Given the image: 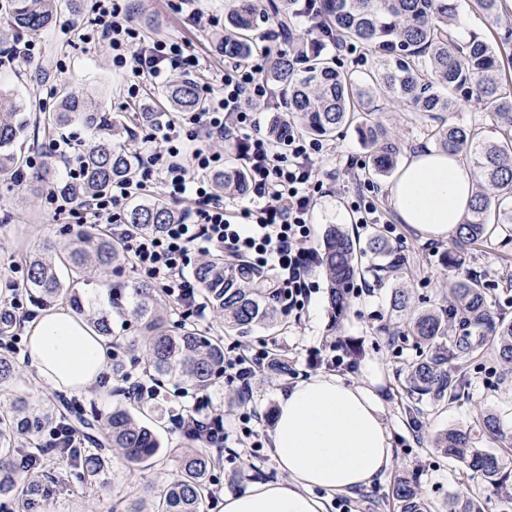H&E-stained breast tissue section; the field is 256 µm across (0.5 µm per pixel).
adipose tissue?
I'll return each instance as SVG.
<instances>
[{
    "label": "adipose tissue",
    "mask_w": 512,
    "mask_h": 512,
    "mask_svg": "<svg viewBox=\"0 0 512 512\" xmlns=\"http://www.w3.org/2000/svg\"><path fill=\"white\" fill-rule=\"evenodd\" d=\"M476 179L460 155L431 147L411 153L388 188L402 223L424 238L444 239L468 215ZM24 365L67 393L90 392L105 368V340L68 308L39 312L26 326ZM271 453L285 480L226 493L220 512H324L313 489L348 493L391 467L383 407L367 387L334 374L298 382L279 398Z\"/></svg>",
    "instance_id": "obj_1"
}]
</instances>
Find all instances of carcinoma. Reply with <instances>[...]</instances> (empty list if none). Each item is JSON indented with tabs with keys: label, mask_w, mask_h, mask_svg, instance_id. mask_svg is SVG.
<instances>
[{
	"label": "carcinoma",
	"mask_w": 512,
	"mask_h": 512,
	"mask_svg": "<svg viewBox=\"0 0 512 512\" xmlns=\"http://www.w3.org/2000/svg\"><path fill=\"white\" fill-rule=\"evenodd\" d=\"M80 0H0V47L38 31L61 29L79 9ZM299 0H231L224 8V32L215 35L217 51L225 57L248 61L268 52L258 30L273 20L277 35L288 47L270 56L267 76L269 105L273 115L269 137L280 145L279 132L293 128L309 136L328 139L342 126L353 127L369 150L367 173L373 178L390 176L396 164L398 140L379 120L381 111L372 98V88H360L352 72L336 63L325 43L293 42L289 22L302 8ZM316 9L324 29L346 44H358L375 56L370 83L382 87L388 100L406 101L419 112L436 148L469 158L477 178L475 203L455 230L461 244L482 240L489 229L512 232V88L506 67L512 66V46L507 38L492 42L472 35L458 38L453 19L457 0H317ZM477 96L485 104L487 126L497 138L481 137V128L449 121L461 103ZM205 97L195 81L174 79L162 91L151 112H105L82 91L70 86L55 90L53 103L41 100L39 87L30 86L23 96L0 89V176L8 180L29 166L25 145L39 136L61 134L80 124L94 132L79 154V183L56 184L57 192L79 199L106 190L116 181H130L139 188L137 200L124 215V223L140 232L161 235L181 211L151 190L141 177L142 157L117 145L114 139L131 133V126L150 127L168 110L200 112ZM216 190L226 196L244 192L247 165L230 156L224 169L211 175ZM73 248L52 255L54 247L32 251L25 263L26 287L43 302L68 299L71 285L59 276L58 265L68 268L71 279L84 275L88 260L100 266L126 263L120 242L89 224L75 232ZM369 252L380 260L377 278L394 279L401 263L393 257L389 239L373 233L366 247L357 246L342 228L332 224L324 232L320 265L324 274L333 324L350 307L357 275L358 255ZM193 276L202 289L204 302L224 320V334L247 337L261 324H277L279 308L268 284L243 263H228L221 253L199 260ZM162 291L149 280H138L112 292L122 332L112 330L110 315L92 320L106 339H129L132 347L144 345V369L148 382L139 388L155 393L165 382L175 390L203 392L224 376V343L221 337L184 321L174 327L161 314ZM392 310L407 313L405 328L422 349L409 367L407 383L412 392L430 402L445 403L462 391V380L448 364L472 355L489 344L505 369L512 371V320L491 319L485 304V289L477 277L465 276L450 289L449 305L419 310L412 306L410 292L399 288L391 295ZM51 423V417L28 411L26 397L17 395L10 412L0 417V497L15 496L19 481L15 459L25 449L15 445L18 434H33ZM496 420L483 416L475 425L449 429L436 435L433 448L452 457L462 467L479 474L483 485L497 489L505 476L499 457L477 447V433L494 432ZM188 440L198 447L168 448L178 460L176 476L157 496L143 497L112 512H204L212 496L210 474L221 467L223 449L200 443L194 432ZM101 451L110 447L135 468L161 450L155 432L138 422L125 408L106 418ZM401 512H431L417 488L399 481L393 489ZM480 492L472 490L448 501V512H482Z\"/></svg>",
	"instance_id": "1"
}]
</instances>
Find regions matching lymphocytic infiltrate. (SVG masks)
<instances>
[{"mask_svg": "<svg viewBox=\"0 0 512 512\" xmlns=\"http://www.w3.org/2000/svg\"><path fill=\"white\" fill-rule=\"evenodd\" d=\"M94 26L93 38L108 42L114 66L134 77L127 89L130 100L140 99L147 85L171 74L188 76L202 67L185 40L139 38L117 0L99 7ZM216 80L219 88L207 96L204 111L158 124L145 141V174L160 171L165 196L188 206L181 221L168 225L162 237L120 223L121 211L135 196L126 182L66 205L52 193L47 199L76 223L97 224L118 236L132 269L154 281L176 308L196 320L204 319L207 306L187 268L192 256L214 251L231 261L247 260L269 279L280 309L301 317L310 302L311 275L318 263L310 218L323 146L292 131L280 151L261 135L253 104L270 97L262 64L225 63ZM215 139L243 147L249 160L244 200L216 196L204 178L217 161L210 147ZM271 367V353L262 347L252 355L226 359L224 380L246 400L257 371Z\"/></svg>", "mask_w": 512, "mask_h": 512, "instance_id": "f902f5d3", "label": "lymphocytic infiltrate"}]
</instances>
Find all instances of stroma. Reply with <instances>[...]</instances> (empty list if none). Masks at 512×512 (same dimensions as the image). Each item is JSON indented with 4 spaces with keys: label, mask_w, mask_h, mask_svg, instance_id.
Wrapping results in <instances>:
<instances>
[{
    "label": "stroma",
    "mask_w": 512,
    "mask_h": 512,
    "mask_svg": "<svg viewBox=\"0 0 512 512\" xmlns=\"http://www.w3.org/2000/svg\"><path fill=\"white\" fill-rule=\"evenodd\" d=\"M127 10L133 26L148 40L178 37L187 40L201 56L203 68L200 85L211 83L212 76L223 70L224 59L217 56L210 42L209 30L192 25L186 14L177 12L171 0H127ZM501 25H490L473 0H460L455 25L462 37L478 34L495 40L503 36L505 24L512 20V11H502ZM93 20L90 0H83L81 10L73 18L70 33L51 30L41 33V54L25 63L28 76L49 71L48 88L60 84L86 91L102 108L115 112L126 111L129 72L113 67L112 53L102 44L84 43L79 34L89 30ZM381 120L394 128L401 154L427 145L422 122L412 104L398 102ZM329 155L339 164L334 173H319L321 186L314 196L312 213L316 236H323L329 225L347 230L352 236L364 239L374 230H383L395 246L406 279L417 301H440L450 284L466 274L477 275L486 292V305L492 318L512 319V299L504 295L502 282L512 278V239L494 232L475 245H461L454 238L425 239L410 225L401 223L392 209L387 194L389 181L378 178L368 181L365 170L366 151L354 129L337 131L327 142ZM374 198L380 215L379 225L356 223L351 203L358 194ZM68 216L52 219L44 198L24 194L18 184L0 181V289L13 283L22 287V296L31 313L42 309L41 302L24 290L21 275L12 271L32 245L49 240L57 248L66 247L70 238L66 227ZM372 258H363L366 271L360 283L366 294L354 297L338 334L329 331L330 308L324 288L322 270H315L314 289L310 304L301 321L283 316L282 327H255L248 338L228 336L225 350L245 353L266 346L285 350L292 360L294 371L286 376L255 380L253 396L248 404L232 398L233 389L217 383L209 389V409L222 417L228 439L224 444L223 465L212 480L213 496L207 512H219L225 493L245 489L255 482H274L283 474L272 458L268 444L276 420L278 397L296 382L320 373L338 372L347 382L373 387L384 407V423L391 435L393 463L386 475L369 487L349 495L354 512H400L392 496L395 480L409 475L431 503L433 512H446L448 500L454 494L471 490L476 480L454 460L431 446L440 432L474 424L480 414L493 415L499 425L497 435L481 440L487 450L512 458V373H504L495 352L485 349L480 354L459 358L452 363L456 374L463 376L465 388L446 406H436L419 400L405 382L410 365L419 350L408 336H389L394 320L389 299L390 285L378 284L371 270ZM131 266L88 268L77 289L87 313L111 308L113 284L135 278ZM360 349L356 361L346 360L347 342ZM343 355V365L332 364L334 355ZM0 356L12 361L15 376L9 393L0 395V406L9 407L12 392L27 394L30 406L49 412L54 418H66L77 424L80 416L97 413L106 417L112 409L130 408L144 423L152 426L162 444L181 441L180 431L169 418L170 405L164 400L142 398L129 402L116 392L120 382L111 372H104L98 388L87 394H68L51 389L39 382L22 364V351L0 343ZM255 410L258 422L252 423L253 437H245L239 422L245 409ZM260 440V451H253V440ZM28 451L38 452L40 463L34 474L50 490L43 497L39 512H112L113 504L145 496L147 487H162L176 471L173 457L157 456L137 469H130L118 455L107 456L98 470H90L87 459L96 456L93 443L85 445V462L67 464L59 453L38 451L36 439L24 443Z\"/></svg>",
    "instance_id": "obj_1"
}]
</instances>
